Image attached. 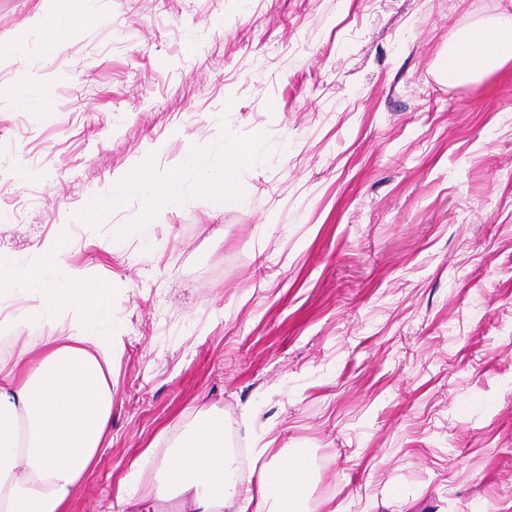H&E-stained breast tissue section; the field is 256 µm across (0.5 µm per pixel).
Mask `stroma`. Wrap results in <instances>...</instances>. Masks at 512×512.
<instances>
[{
	"label": "stroma",
	"mask_w": 512,
	"mask_h": 512,
	"mask_svg": "<svg viewBox=\"0 0 512 512\" xmlns=\"http://www.w3.org/2000/svg\"><path fill=\"white\" fill-rule=\"evenodd\" d=\"M57 7L0 0V87L43 92L0 108V252L57 243L112 296L111 444L69 512H180L159 470L206 417L246 477L310 453L301 512H512V60L442 73L512 0H77L46 63ZM241 143L245 207L189 174L81 220ZM182 187V168L168 172L163 181H155L146 170L123 175L113 182L112 198L120 195H147L170 208L179 205Z\"/></svg>",
	"instance_id": "obj_1"
}]
</instances>
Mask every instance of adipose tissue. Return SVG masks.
<instances>
[{
	"instance_id": "ef3b65f1",
	"label": "adipose tissue",
	"mask_w": 512,
	"mask_h": 512,
	"mask_svg": "<svg viewBox=\"0 0 512 512\" xmlns=\"http://www.w3.org/2000/svg\"><path fill=\"white\" fill-rule=\"evenodd\" d=\"M506 58L497 29L467 37L463 71L492 72ZM257 147L231 144L224 148V170L213 176L207 153L192 152L188 164L198 175V187L218 207L248 203L236 189L237 167L257 156ZM181 169L163 181L148 171L123 175L112 195H147L165 207L180 203ZM41 262L29 269L28 289L17 286L10 259L0 254L1 333L22 334L50 326L72 315V330L48 337L44 348H21L11 362L0 363V512H68L84 474L95 465L112 426V339L101 329L112 313V301L101 284L72 271L59 282L55 270L60 254L44 244ZM33 293L35 308L21 306ZM235 459L224 450V425L200 420L185 441L164 459L160 495H178L184 512H298L300 491L309 472L305 455L287 456L266 466L257 482L239 488Z\"/></svg>"
}]
</instances>
